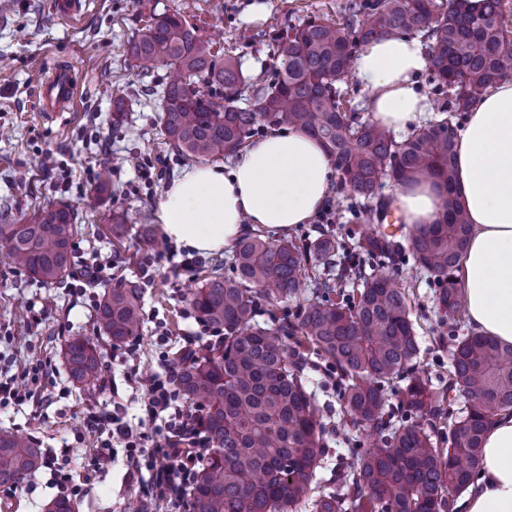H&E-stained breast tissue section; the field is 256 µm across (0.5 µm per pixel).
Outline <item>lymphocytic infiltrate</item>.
<instances>
[{"label": "lymphocytic infiltrate", "mask_w": 512, "mask_h": 512, "mask_svg": "<svg viewBox=\"0 0 512 512\" xmlns=\"http://www.w3.org/2000/svg\"><path fill=\"white\" fill-rule=\"evenodd\" d=\"M46 363L40 351H33L30 362L19 375L0 378V407L21 405L35 396L40 372ZM178 368L174 362H165L162 371L142 374L131 370L129 379L143 391L145 415L137 426L122 422L117 412L90 406L85 426L103 434L100 448L95 451L96 461H110L113 443L124 444L128 450L129 477L146 492L150 502H170L183 499L193 480L198 457L189 456L180 448L179 442L192 438L203 443L204 437L188 417L179 400ZM163 423L167 442L165 446L151 449L149 456H140L139 450L145 428Z\"/></svg>", "instance_id": "f902f5d3"}]
</instances>
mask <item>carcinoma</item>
<instances>
[{
    "label": "carcinoma",
    "instance_id": "1",
    "mask_svg": "<svg viewBox=\"0 0 512 512\" xmlns=\"http://www.w3.org/2000/svg\"><path fill=\"white\" fill-rule=\"evenodd\" d=\"M503 0H348L338 23L308 20L275 38L272 78L252 82L238 60L219 59L213 46L179 13L153 18L129 43L144 76L157 65L172 71L159 92L160 133L167 147L191 160L234 156L254 131L294 125L316 137L334 162L348 206L362 201L382 221L391 202L384 181L431 179L442 189L441 217L417 224L405 242L385 232L330 226L315 239L269 242L248 231L235 243L231 278L212 269L191 295L198 314L224 330L221 346L179 357L183 396L198 403L210 448L194 474L189 512H454L474 481L487 427L512 412V345L462 332L464 308L456 272L471 233L455 188L456 131L448 115L462 114L499 82L512 77V29ZM426 33L429 74L441 94V119L414 126L398 140L390 129L360 120L342 89L358 48L384 36ZM211 88L201 97L199 84ZM248 96V105L237 101ZM78 213L48 203L25 224L0 207V242L12 263L46 284L73 274ZM411 261L435 285L440 322L434 337L448 351V377L433 383L419 369L413 299L381 271ZM300 301L299 313L262 327L257 312ZM96 321L112 344L140 335V288L120 282L105 290ZM320 360L336 371L346 424L369 431V447L353 449L336 487L312 495L326 455V430L303 370ZM69 379L92 388L101 375L98 346L66 340ZM464 410L453 409L457 394ZM452 446L442 448L444 432ZM43 463L29 437L0 428V486H16Z\"/></svg>",
    "mask_w": 512,
    "mask_h": 512
}]
</instances>
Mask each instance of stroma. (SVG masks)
I'll use <instances>...</instances> for the list:
<instances>
[{"instance_id": "1", "label": "stroma", "mask_w": 512, "mask_h": 512, "mask_svg": "<svg viewBox=\"0 0 512 512\" xmlns=\"http://www.w3.org/2000/svg\"><path fill=\"white\" fill-rule=\"evenodd\" d=\"M51 2L11 0L10 10L0 11V204L9 203L21 223L49 201L78 209L74 264L83 266L96 251L111 254L112 274L93 294L102 295L122 279L141 289L143 330L136 364L141 372H154L163 352H177L198 330L186 315L191 288L212 266L227 277L233 269L230 252L223 251L200 256L193 270L183 271L184 249L163 232H156L152 245L140 237V226L152 223L158 200L186 162L168 151L157 133L158 100L140 93L142 77L129 54L130 40L151 14L178 12L215 49L231 50L245 75L269 74L276 63L271 48L275 35L314 17L339 21L345 0H80L79 13L65 19L53 12ZM60 69L71 73L79 89L77 102L57 116L42 115L40 89ZM119 94L126 100L121 117L113 110ZM107 159L112 162V196L93 206L87 194ZM138 159L152 165L150 180L136 172ZM116 212L129 217L128 232L119 242L109 230ZM393 274L423 306L421 366L429 377H437L448 355L433 347L439 315L432 280L409 262ZM98 334L95 306L88 297L65 283L31 281L9 264L0 243V374H14L35 347L48 360L42 390L34 401L0 408V428H14L34 438L44 453L69 460L80 487L78 512H188L181 503H147L128 477L121 445H114L110 466L92 469L91 450L98 436L82 428L90 404L120 402L132 425L145 409L141 390L125 378L122 347L101 348V388L87 392L69 380L62 358L65 340ZM304 378L328 428L330 453L314 480L320 491L328 487L355 435L340 425L339 405L323 371L305 369ZM49 477L41 468L16 488L0 487V512H43L56 495Z\"/></svg>"}]
</instances>
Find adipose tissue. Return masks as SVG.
<instances>
[{
    "label": "adipose tissue",
    "instance_id": "ef3b65f1",
    "mask_svg": "<svg viewBox=\"0 0 512 512\" xmlns=\"http://www.w3.org/2000/svg\"><path fill=\"white\" fill-rule=\"evenodd\" d=\"M428 65L416 38L385 36L361 47L354 76L368 89L373 121L402 131L424 114L415 77ZM456 189L471 225L460 286L477 333L512 345V80L499 82L469 112L456 141ZM332 161L312 136L288 127L249 143L232 165L182 170L154 217L179 247L198 254L229 249L246 224L268 231L306 223L330 190ZM408 224H432L443 197L432 181L400 185ZM479 475L460 502L464 512H512V414L487 428Z\"/></svg>",
    "mask_w": 512,
    "mask_h": 512
}]
</instances>
